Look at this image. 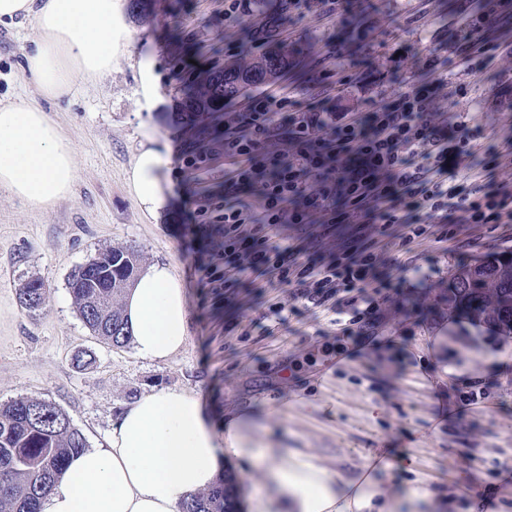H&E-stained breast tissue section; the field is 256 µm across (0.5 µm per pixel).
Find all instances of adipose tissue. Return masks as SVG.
I'll list each match as a JSON object with an SVG mask.
<instances>
[{
    "instance_id": "ef3b65f1",
    "label": "adipose tissue",
    "mask_w": 512,
    "mask_h": 512,
    "mask_svg": "<svg viewBox=\"0 0 512 512\" xmlns=\"http://www.w3.org/2000/svg\"><path fill=\"white\" fill-rule=\"evenodd\" d=\"M32 22L39 31L25 70L42 97L68 94L78 80L111 70L128 47L122 0H0V24ZM168 153L144 133L128 173L140 208L159 215L167 205ZM72 142L36 102L0 105V187L34 209L70 195L76 179ZM123 315L137 357L164 362L189 339L184 285L171 265L154 263L125 295ZM250 420L216 419L193 391L142 394L120 413L107 445L75 455L45 497L42 512H179L211 489L227 458L262 474L259 494H244L251 512H423L428 498L398 501L376 482L340 493L313 457L281 442L258 444Z\"/></svg>"
}]
</instances>
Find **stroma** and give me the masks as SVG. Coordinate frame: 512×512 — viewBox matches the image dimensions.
<instances>
[{
	"instance_id": "1",
	"label": "stroma",
	"mask_w": 512,
	"mask_h": 512,
	"mask_svg": "<svg viewBox=\"0 0 512 512\" xmlns=\"http://www.w3.org/2000/svg\"><path fill=\"white\" fill-rule=\"evenodd\" d=\"M129 58L66 96L43 100L24 70L25 48L38 32L26 21L0 24V103L42 102L73 143L77 178L71 195L33 209L0 188V404L21 397L62 408L88 447L106 446L124 407L161 388L198 392L220 414L252 421L251 437L267 436L313 456L343 480H379L394 498L417 492L441 512H512V337L450 327L433 305L463 262L512 248V227L478 224L454 241L413 243L417 270L387 267L367 293L347 292L350 306L307 308L295 286L247 274L224 283V227L214 208L224 195L220 113L180 112L177 71L184 46L225 66L259 56L256 33L278 29L293 53L266 91L304 88L322 69L381 76L398 88L414 56L435 49L452 13L449 0H347L328 12L320 0H253L238 20L224 0H123ZM405 57L393 59L396 47ZM157 62L161 100L142 106V57ZM151 128L172 155L169 204L153 217L138 206L128 171ZM209 163L185 170L180 151ZM281 239L303 261L328 258L345 225L284 224ZM131 247L141 266L171 264L189 307L185 348L164 362L135 356L95 336L68 288L71 273L94 254ZM47 293L38 310L19 301L31 276ZM382 323L366 335L354 322L364 297ZM480 385L482 403L461 407L457 395Z\"/></svg>"
}]
</instances>
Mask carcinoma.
<instances>
[{
  "mask_svg": "<svg viewBox=\"0 0 512 512\" xmlns=\"http://www.w3.org/2000/svg\"><path fill=\"white\" fill-rule=\"evenodd\" d=\"M266 49L248 67L212 64L203 72L188 69L180 76L182 112L190 122L199 112H222L246 89L257 86L288 66L290 50L275 43V34H262ZM131 249L108 250L79 266L69 279L70 292L85 325L117 347L130 332L114 297L131 281L138 265ZM46 292L44 281L31 277L19 289L20 302L37 310ZM438 304L448 322L484 327L493 334L512 336V249H504L459 266L448 278ZM86 448L84 435L55 403L30 397L0 405V509L3 512H41L52 483L70 458ZM181 512H234L224 480L191 497Z\"/></svg>",
  "mask_w": 512,
  "mask_h": 512,
  "instance_id": "1",
  "label": "carcinoma"
}]
</instances>
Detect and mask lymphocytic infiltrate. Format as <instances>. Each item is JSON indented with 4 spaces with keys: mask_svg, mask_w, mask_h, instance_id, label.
Here are the masks:
<instances>
[{
    "mask_svg": "<svg viewBox=\"0 0 512 512\" xmlns=\"http://www.w3.org/2000/svg\"><path fill=\"white\" fill-rule=\"evenodd\" d=\"M512 24V0H484L471 13L459 0L445 31L446 58L431 55L425 71L438 81L408 78L399 92L370 112L331 105L333 91L366 81L323 70L312 100L296 99L294 89L251 96L245 111L224 115V267L237 274L261 272L296 285L300 296L319 306L343 292L378 281L391 251L408 252L428 237L430 218L445 224H512V193L498 176L512 171V134L492 136L485 168L472 163L483 139L468 115L436 111L439 96L462 94L464 80L494 81L512 94V76L496 61L512 56V42H488L487 33ZM286 137L288 149L266 167L269 144ZM256 190L259 207L244 199ZM354 226L353 245L337 246L322 265L297 260L291 246L275 242L281 224ZM403 231L389 237L391 225Z\"/></svg>",
    "mask_w": 512,
    "mask_h": 512,
    "instance_id": "1",
    "label": "lymphocytic infiltrate"
}]
</instances>
